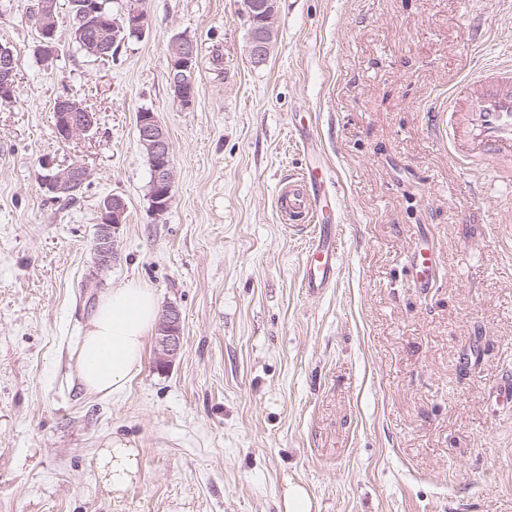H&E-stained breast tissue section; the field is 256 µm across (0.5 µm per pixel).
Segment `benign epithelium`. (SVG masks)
Here are the masks:
<instances>
[{"label":"benign epithelium","mask_w":512,"mask_h":512,"mask_svg":"<svg viewBox=\"0 0 512 512\" xmlns=\"http://www.w3.org/2000/svg\"><path fill=\"white\" fill-rule=\"evenodd\" d=\"M55 0H36L30 13L37 20L40 34L36 52L42 61L48 63L58 55L56 42ZM248 11L260 16L276 14V0H249ZM147 26V14L141 0H132L122 14V22H111L104 7L97 0H87L80 5L73 25L77 39L88 54L97 58L107 57L108 44L103 42L105 31L112 30V42H117L121 33L129 29L141 35ZM275 27H268L251 36L248 54L252 63L261 65L270 55ZM197 46L188 36H180L170 44L168 60V82L174 99L184 109L193 105L195 87ZM15 91V68L12 52L0 47V99L9 100ZM55 117L57 134L64 140L89 133L95 125L94 114L72 96L56 100ZM139 145L149 159L152 170L151 204L156 214L165 212L173 198L175 178L166 131L152 112H140L137 116ZM49 174L43 178L51 192L60 191L61 185L79 188L88 178L87 169L74 163L64 169L53 170L45 166ZM100 223L95 234V252L98 265L107 267L114 257L116 230L123 224L126 213L125 202L112 196L100 206ZM181 346L180 313L174 306L167 307L155 336V362L159 367L167 366L177 355Z\"/></svg>","instance_id":"1"}]
</instances>
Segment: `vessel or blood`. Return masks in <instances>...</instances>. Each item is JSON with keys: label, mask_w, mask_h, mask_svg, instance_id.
I'll return each mask as SVG.
<instances>
[{"label": "vessel or blood", "mask_w": 512, "mask_h": 512, "mask_svg": "<svg viewBox=\"0 0 512 512\" xmlns=\"http://www.w3.org/2000/svg\"><path fill=\"white\" fill-rule=\"evenodd\" d=\"M448 152L467 171L481 170L492 181L512 184V63L490 61L461 79L448 93ZM336 193L322 160L309 162L300 182L288 184L277 207L291 228L302 230L329 211ZM305 285L318 290L337 273L336 237L320 227L304 256Z\"/></svg>", "instance_id": "1"}]
</instances>
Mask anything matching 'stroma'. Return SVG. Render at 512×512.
<instances>
[{
    "instance_id": "35a3bbf8",
    "label": "stroma",
    "mask_w": 512,
    "mask_h": 512,
    "mask_svg": "<svg viewBox=\"0 0 512 512\" xmlns=\"http://www.w3.org/2000/svg\"><path fill=\"white\" fill-rule=\"evenodd\" d=\"M32 0H0L18 58L0 101V512H512V191L473 193L448 155V91L512 56V0H277L268 61L248 57L241 0H146L147 28L111 61L77 51L56 0L44 66ZM198 45L195 102L167 80L178 35ZM97 114L57 137L53 106ZM167 131L163 215L137 114ZM315 141L338 181V277L304 286V231L277 196ZM78 163L74 201L43 186ZM126 203L116 256L94 251L103 199ZM435 253L429 290L408 256ZM137 279L181 313L166 367L146 343L120 394L81 387L80 337L107 290ZM135 449L122 500L102 449ZM284 504V512H312L310 494L307 489L300 484L289 483Z\"/></svg>"
}]
</instances>
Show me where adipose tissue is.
Returning a JSON list of instances; mask_svg holds the SVG:
<instances>
[{
    "mask_svg": "<svg viewBox=\"0 0 512 512\" xmlns=\"http://www.w3.org/2000/svg\"><path fill=\"white\" fill-rule=\"evenodd\" d=\"M157 309L154 289L137 280L100 295L76 355V370L85 391L102 395L124 391L141 369ZM137 467L131 448H109L100 457L103 482L117 498L132 483Z\"/></svg>",
    "mask_w": 512,
    "mask_h": 512,
    "instance_id": "1",
    "label": "adipose tissue"
}]
</instances>
